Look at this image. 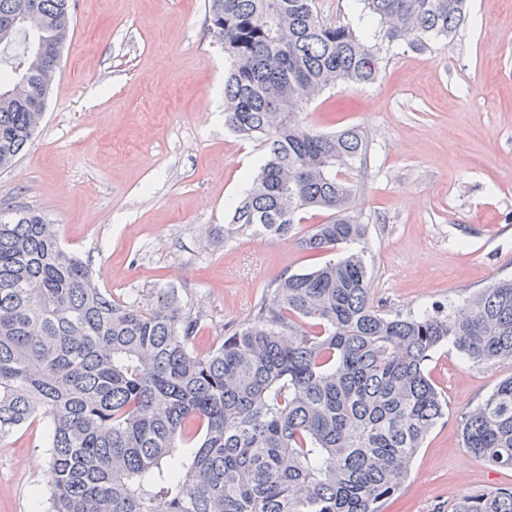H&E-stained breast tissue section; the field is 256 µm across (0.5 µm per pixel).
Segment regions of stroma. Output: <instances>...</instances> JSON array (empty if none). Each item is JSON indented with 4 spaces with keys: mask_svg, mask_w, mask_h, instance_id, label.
Wrapping results in <instances>:
<instances>
[{
    "mask_svg": "<svg viewBox=\"0 0 512 512\" xmlns=\"http://www.w3.org/2000/svg\"><path fill=\"white\" fill-rule=\"evenodd\" d=\"M324 20L374 32L361 0H316ZM373 83L326 89L305 115L371 141L356 207L375 306L408 313L459 303L512 276V0H470L453 38L383 47ZM224 49L205 0H74L38 135L0 173V207L43 211L99 288L147 305L173 288L204 322L205 352L246 322L270 281L323 263L297 240L225 238L261 146L224 124ZM448 402L384 512H452L459 498L512 489V469L463 448V415L512 374L467 366L453 347L428 364ZM41 423L0 440V512H44Z\"/></svg>",
    "mask_w": 512,
    "mask_h": 512,
    "instance_id": "obj_1",
    "label": "stroma"
}]
</instances>
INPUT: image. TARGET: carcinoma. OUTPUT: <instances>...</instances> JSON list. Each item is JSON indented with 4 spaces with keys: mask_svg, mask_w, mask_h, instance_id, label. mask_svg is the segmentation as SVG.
I'll list each match as a JSON object with an SVG mask.
<instances>
[{
    "mask_svg": "<svg viewBox=\"0 0 512 512\" xmlns=\"http://www.w3.org/2000/svg\"><path fill=\"white\" fill-rule=\"evenodd\" d=\"M373 36L325 23L316 0H207L224 45V123L265 151L224 238H298L321 266L277 276L249 321L194 347L200 315L175 291L120 301L33 208L0 209V438L46 425V512H383L447 401L427 362L452 345L473 367L512 365V277L463 304L375 308L355 201L369 136L321 132L305 101L376 80L380 43L450 37L468 0H362ZM24 9L33 39L0 37V170L36 135L49 89L10 64L42 45L59 67L73 0H0V29ZM462 446L512 468V375L465 413ZM453 512H512V490L465 495Z\"/></svg>",
    "mask_w": 512,
    "mask_h": 512,
    "instance_id": "carcinoma-1",
    "label": "carcinoma"
}]
</instances>
